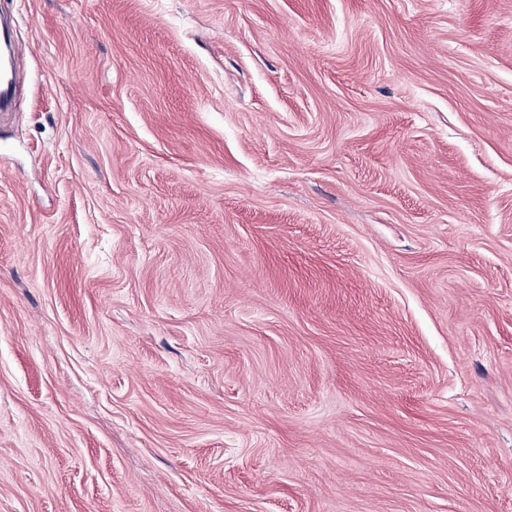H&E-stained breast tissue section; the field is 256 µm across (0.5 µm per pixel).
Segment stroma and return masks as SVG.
I'll list each match as a JSON object with an SVG mask.
<instances>
[{"instance_id": "stroma-1", "label": "stroma", "mask_w": 512, "mask_h": 512, "mask_svg": "<svg viewBox=\"0 0 512 512\" xmlns=\"http://www.w3.org/2000/svg\"><path fill=\"white\" fill-rule=\"evenodd\" d=\"M0 13V512H512V0Z\"/></svg>"}]
</instances>
